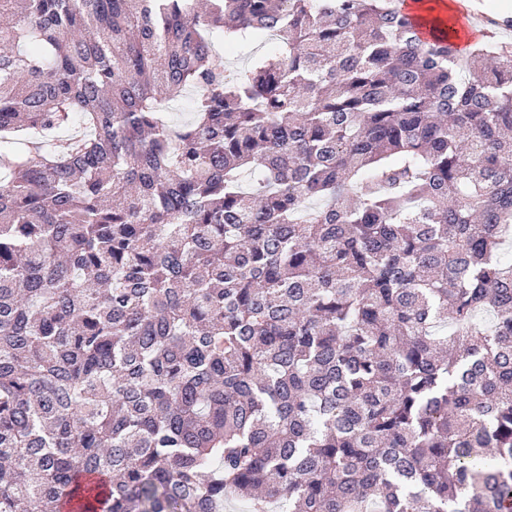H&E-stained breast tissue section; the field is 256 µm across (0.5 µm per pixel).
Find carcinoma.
<instances>
[{
    "label": "carcinoma",
    "mask_w": 512,
    "mask_h": 512,
    "mask_svg": "<svg viewBox=\"0 0 512 512\" xmlns=\"http://www.w3.org/2000/svg\"><path fill=\"white\" fill-rule=\"evenodd\" d=\"M0 171V512H512L511 44L0 0Z\"/></svg>",
    "instance_id": "cac0c4a2"
}]
</instances>
